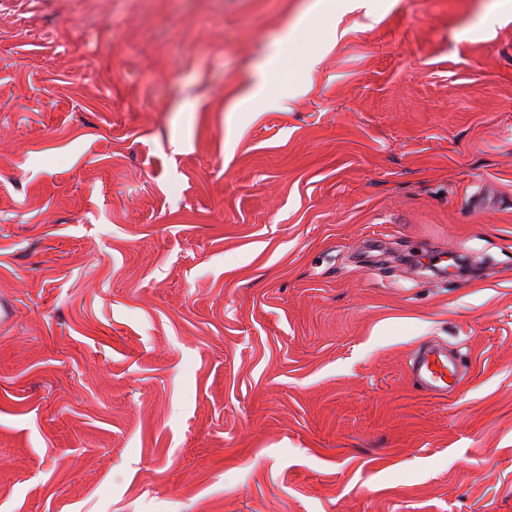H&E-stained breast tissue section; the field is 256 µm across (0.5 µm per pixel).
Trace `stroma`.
Wrapping results in <instances>:
<instances>
[{
	"label": "stroma",
	"instance_id": "1",
	"mask_svg": "<svg viewBox=\"0 0 512 512\" xmlns=\"http://www.w3.org/2000/svg\"><path fill=\"white\" fill-rule=\"evenodd\" d=\"M335 2L0 0V512H512V0ZM459 367V361L448 356L446 350L430 345L415 358L412 371L424 389L447 394L460 381Z\"/></svg>",
	"mask_w": 512,
	"mask_h": 512
}]
</instances>
